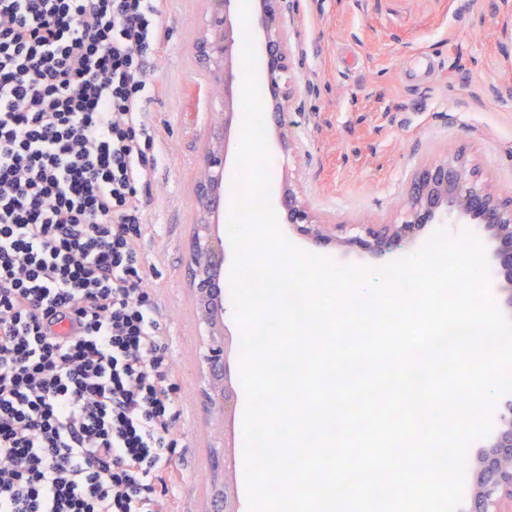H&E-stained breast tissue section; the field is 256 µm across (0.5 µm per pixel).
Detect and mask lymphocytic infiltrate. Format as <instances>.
<instances>
[{"label": "lymphocytic infiltrate", "instance_id": "obj_1", "mask_svg": "<svg viewBox=\"0 0 512 512\" xmlns=\"http://www.w3.org/2000/svg\"><path fill=\"white\" fill-rule=\"evenodd\" d=\"M160 29L154 0H0V512H171L140 250Z\"/></svg>", "mask_w": 512, "mask_h": 512}]
</instances>
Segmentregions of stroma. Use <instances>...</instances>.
I'll use <instances>...</instances> for the list:
<instances>
[{"mask_svg":"<svg viewBox=\"0 0 512 512\" xmlns=\"http://www.w3.org/2000/svg\"><path fill=\"white\" fill-rule=\"evenodd\" d=\"M299 93L297 154L283 156L266 123L271 190L298 182L311 207L340 222L399 205L418 163L465 147L485 178L512 191V0H290ZM158 90L145 104L159 144L143 256L186 398L176 424V512H210L213 449L240 438V416L210 408L212 344L189 275L199 222L192 199L207 145L238 148L224 92L210 88L192 45L204 0H162Z\"/></svg>","mask_w":512,"mask_h":512,"instance_id":"obj_1","label":"stroma"}]
</instances>
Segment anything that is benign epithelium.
Instances as JSON below:
<instances>
[{
  "mask_svg": "<svg viewBox=\"0 0 512 512\" xmlns=\"http://www.w3.org/2000/svg\"><path fill=\"white\" fill-rule=\"evenodd\" d=\"M210 33L193 43L196 57L204 64L209 85L224 88V127L242 112L241 16L239 0H205ZM288 0H250L260 43L263 111L276 126L283 155L296 153V134L288 112L298 95L294 56L285 13ZM228 144L209 148L202 157V176L194 186V202L201 224L190 242V280L198 294L201 319L211 324L224 311L219 276L224 263V240L210 230V218L225 204L224 169ZM278 212L300 235L316 244L337 242L377 258L406 249L425 224H478L481 242L493 240L494 261L503 274L501 290L512 304V191L495 188L460 146L444 155L421 162L405 186L403 201L389 217H367L353 223H338L316 214L298 187H288L278 201ZM206 362L211 376H224L223 345L215 342ZM222 411L234 408V392L224 386L205 395ZM512 424L503 428L476 475L481 493L473 500L472 512H512Z\"/></svg>",
  "mask_w": 512,
  "mask_h": 512,
  "instance_id": "obj_1",
  "label": "benign epithelium"
}]
</instances>
